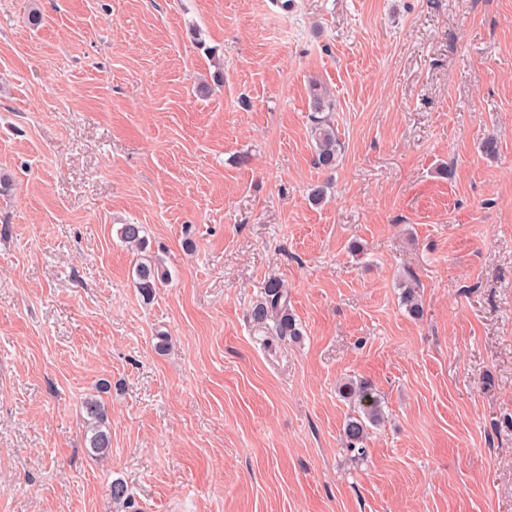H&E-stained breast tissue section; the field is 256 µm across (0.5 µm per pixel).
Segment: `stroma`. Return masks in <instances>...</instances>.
<instances>
[{"mask_svg": "<svg viewBox=\"0 0 512 512\" xmlns=\"http://www.w3.org/2000/svg\"><path fill=\"white\" fill-rule=\"evenodd\" d=\"M0 177V512H512V0H0ZM313 136L316 143L315 164L326 172H332L336 169L340 149L333 122L328 118L315 120ZM144 258L136 266V287L140 293L149 299L158 282L166 279V273L162 272L161 266L152 256L144 255ZM264 294L263 300L252 309L253 318L260 322L273 321L276 336L298 335L294 319L288 313V289L282 282L272 280L265 285ZM340 392L345 398L351 399L357 415L349 416L343 428V434L349 448L363 444L368 436L367 420L376 425L382 418L381 402L370 384L364 381L345 380L340 385ZM85 423L91 432L87 452L98 459L110 455L112 443L109 427L106 425L107 411L104 404L96 398H89L83 404ZM105 428V429H104Z\"/></svg>", "mask_w": 512, "mask_h": 512, "instance_id": "35a3bbf8", "label": "stroma"}]
</instances>
